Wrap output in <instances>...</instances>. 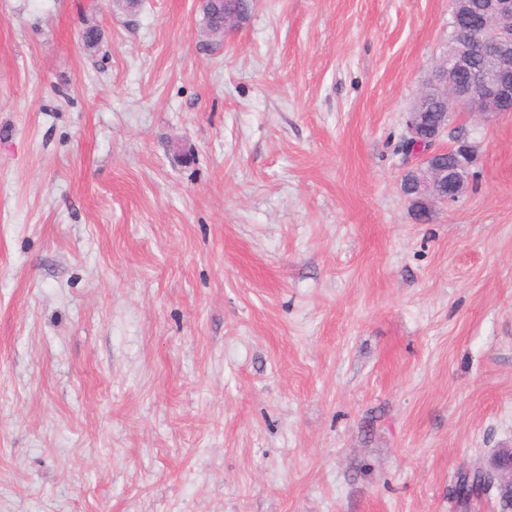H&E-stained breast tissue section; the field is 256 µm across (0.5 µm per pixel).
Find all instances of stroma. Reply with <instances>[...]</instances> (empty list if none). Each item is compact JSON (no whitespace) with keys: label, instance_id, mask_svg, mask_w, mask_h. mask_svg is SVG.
Segmentation results:
<instances>
[{"label":"stroma","instance_id":"stroma-1","mask_svg":"<svg viewBox=\"0 0 512 512\" xmlns=\"http://www.w3.org/2000/svg\"><path fill=\"white\" fill-rule=\"evenodd\" d=\"M450 21L0 0V512H502L451 489L512 448V114L401 191Z\"/></svg>","mask_w":512,"mask_h":512}]
</instances>
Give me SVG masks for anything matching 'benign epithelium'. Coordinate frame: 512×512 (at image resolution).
<instances>
[{"instance_id": "benign-epithelium-1", "label": "benign epithelium", "mask_w": 512, "mask_h": 512, "mask_svg": "<svg viewBox=\"0 0 512 512\" xmlns=\"http://www.w3.org/2000/svg\"><path fill=\"white\" fill-rule=\"evenodd\" d=\"M456 20L455 42L445 60L436 65L430 79L434 90L449 91L448 111L435 115L422 108V102L407 113L405 140L411 143L409 156L416 164L401 184L402 193H416L428 203L435 198L456 202L467 189V174L473 162V147L466 138L451 147L438 142L448 133L454 116L463 112L490 121L512 112V0H452ZM490 63V69L476 67V60ZM467 73L469 83L460 86L456 74ZM512 448H500L484 471L496 486L512 489V467L502 466V456Z\"/></svg>"}]
</instances>
